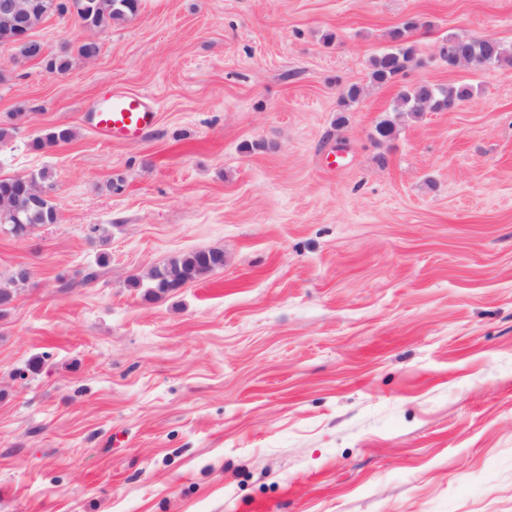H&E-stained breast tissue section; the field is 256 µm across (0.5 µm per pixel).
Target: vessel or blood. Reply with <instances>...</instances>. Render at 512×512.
Instances as JSON below:
<instances>
[{
	"instance_id": "obj_1",
	"label": "vessel or blood",
	"mask_w": 512,
	"mask_h": 512,
	"mask_svg": "<svg viewBox=\"0 0 512 512\" xmlns=\"http://www.w3.org/2000/svg\"><path fill=\"white\" fill-rule=\"evenodd\" d=\"M154 117L155 105L149 96H131L116 90L105 96L89 114L90 121L103 137L121 140L137 138Z\"/></svg>"
}]
</instances>
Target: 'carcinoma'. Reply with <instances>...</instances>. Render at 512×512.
Here are the masks:
<instances>
[{"instance_id":"1","label":"carcinoma","mask_w":512,"mask_h":512,"mask_svg":"<svg viewBox=\"0 0 512 512\" xmlns=\"http://www.w3.org/2000/svg\"><path fill=\"white\" fill-rule=\"evenodd\" d=\"M37 3L45 6L50 13L66 12L72 8L82 25L94 30L112 26L113 21L135 14L139 7V0H37ZM409 29L407 25L390 33L394 47L374 59L373 81L389 82L417 63L416 47L407 36ZM461 55L491 65L512 61V52L496 39L448 38L443 50V59L448 66H456ZM470 97L471 89L465 85L443 87L431 82L417 83L401 93L395 111L401 115H413L425 108L442 111ZM46 179L47 173L44 171L27 176L24 182L13 177L0 178V201H16L12 207L0 208V224L10 226V231L15 234L37 225L56 223V208L49 198H42L34 204L27 202L29 188L41 186ZM222 267L223 251H193L152 268L149 273L150 287L156 294L165 293Z\"/></svg>"}]
</instances>
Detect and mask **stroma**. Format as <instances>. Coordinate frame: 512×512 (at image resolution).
Instances as JSON below:
<instances>
[{"label":"stroma","mask_w":512,"mask_h":512,"mask_svg":"<svg viewBox=\"0 0 512 512\" xmlns=\"http://www.w3.org/2000/svg\"><path fill=\"white\" fill-rule=\"evenodd\" d=\"M408 27L420 58L372 60ZM0 45V178L58 221L0 225V512H512V0H140ZM427 80L454 111L391 117ZM361 89L344 102L349 86ZM152 96L136 142L83 118ZM68 128L64 144L37 139ZM224 267L150 296L192 250ZM408 27L397 28L390 33L394 47L377 56L373 61L371 77L377 83H386L417 63V50L408 40ZM460 55L481 63L485 61L488 65L512 61L511 51L497 39L449 37L443 50V59L448 64V68L456 66Z\"/></svg>","instance_id":"stroma-1"}]
</instances>
